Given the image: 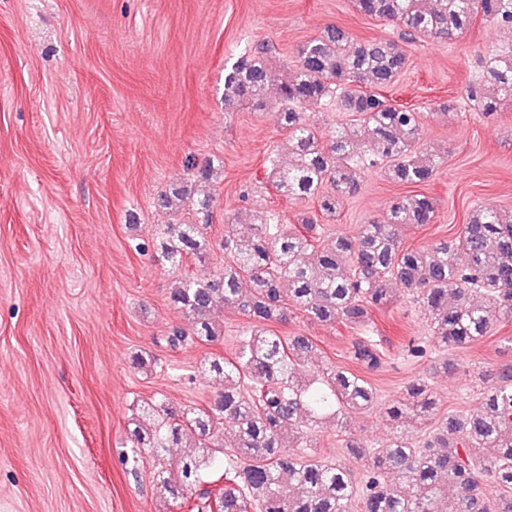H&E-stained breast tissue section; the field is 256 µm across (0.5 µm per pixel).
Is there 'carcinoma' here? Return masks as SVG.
Segmentation results:
<instances>
[{
	"label": "carcinoma",
	"mask_w": 512,
	"mask_h": 512,
	"mask_svg": "<svg viewBox=\"0 0 512 512\" xmlns=\"http://www.w3.org/2000/svg\"><path fill=\"white\" fill-rule=\"evenodd\" d=\"M361 13L399 29V37L355 42L329 25L297 49L279 79L275 99L269 53L259 44L224 68V110H272L288 135V157L272 149L267 183L290 200L315 204L295 224H273L255 206L225 224L224 264L198 280L184 276L170 299L190 329H172L167 342L210 344L223 339L220 314L249 320L231 359L210 357L209 378L220 389L204 407L174 409L147 402L128 424L133 456L152 454L164 499L194 495L196 512H512V365L493 374L495 387L476 413L443 418L424 441L396 436L383 451L354 437L345 448L363 468L322 459L312 431L348 434L353 415L380 412L394 423L424 425L436 402L429 378L409 384L402 396L382 402L367 373L382 367L383 347L372 313L394 307L407 291L426 318L432 345L411 342L406 356L430 359L446 370L450 350L465 349L502 323L512 322V212L478 205L454 237L427 248L404 245L409 230L435 218L432 199L412 194L392 201L386 214L358 235L331 232L319 217H336L371 172L419 186L431 181L447 155L421 143L422 115L383 94L408 67L407 45L424 39L452 44L476 18L512 32V0H356ZM512 100V50L491 49L480 79L446 114L468 105L484 118ZM334 105L352 123L329 132L323 107ZM192 179L158 199L164 209L189 207L206 217L215 202L199 187L213 182L215 165L187 159ZM206 224H165L154 247L178 268L202 262L213 243ZM300 311L312 323H341L356 331L352 359L360 370L327 365L309 377L319 356L307 336H281L273 325ZM183 452L172 454L171 449ZM224 463L215 495L206 477Z\"/></svg>",
	"instance_id": "cac0c4a2"
}]
</instances>
